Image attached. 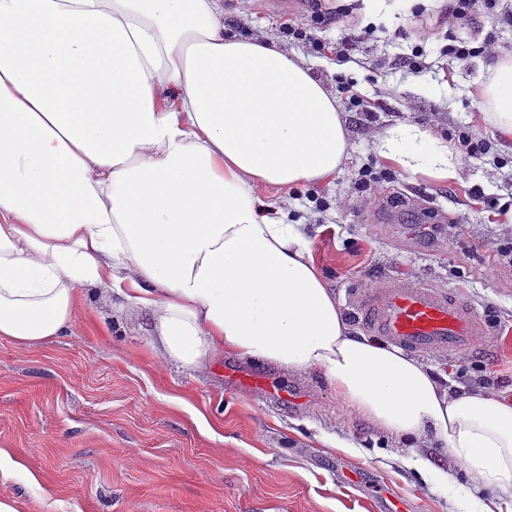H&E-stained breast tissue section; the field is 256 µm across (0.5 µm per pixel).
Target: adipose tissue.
Returning a JSON list of instances; mask_svg holds the SVG:
<instances>
[{"label":"adipose tissue","instance_id":"adipose-tissue-1","mask_svg":"<svg viewBox=\"0 0 512 512\" xmlns=\"http://www.w3.org/2000/svg\"><path fill=\"white\" fill-rule=\"evenodd\" d=\"M482 95L512 142V57ZM335 98L275 44L227 33L224 0H0V338L67 335L88 290L151 313L163 355L321 370L397 442H435L512 498V399L451 393L401 350L350 335L311 227L262 185L335 177ZM377 156L456 178L447 143L401 125Z\"/></svg>","mask_w":512,"mask_h":512}]
</instances>
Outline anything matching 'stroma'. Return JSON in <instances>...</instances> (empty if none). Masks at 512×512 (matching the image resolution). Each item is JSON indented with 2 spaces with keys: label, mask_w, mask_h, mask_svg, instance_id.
<instances>
[{
  "label": "stroma",
  "mask_w": 512,
  "mask_h": 512,
  "mask_svg": "<svg viewBox=\"0 0 512 512\" xmlns=\"http://www.w3.org/2000/svg\"><path fill=\"white\" fill-rule=\"evenodd\" d=\"M333 23L314 18L309 0L292 9L274 0H224L226 29L270 40L306 65L328 91L337 76L354 79L376 101L360 124L346 99L337 104L348 135L336 177L292 189L262 186L274 209L316 225L313 250L351 333L361 329L348 307L350 288L399 276L461 292L486 319L488 335L463 355L425 356L445 388L512 396V265L499 246L511 243L489 223L491 207H512V144L502 141L481 95L486 67L512 53V21L477 14L461 28L435 34L436 0H321ZM306 31L289 36L287 21ZM348 63L317 53L315 41L361 33ZM457 37L474 47L463 61L438 51ZM493 41L494 53L482 49ZM424 48L431 71L407 64ZM398 125L444 138L464 130L491 144L488 154L457 155V179L410 175L380 161L375 142ZM377 181L359 191L363 171ZM255 367L231 353L198 370L165 361L148 314L115 293L83 299L71 334L20 347L0 339V448L14 464L0 471V496L19 495L27 512H374L376 497L407 499L411 512H457L459 501L489 499L461 464L437 445L398 444L343 404L324 373L257 365L268 386L305 395L287 407L224 381V369ZM349 443L353 452L340 450ZM427 458L455 474L444 492L415 466ZM360 475L345 484L341 468Z\"/></svg>",
  "instance_id": "1"
}]
</instances>
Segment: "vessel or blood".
I'll list each match as a JSON object with an SVG mask.
<instances>
[{"instance_id":"vessel-or-blood-1","label":"vessel or blood","mask_w":512,"mask_h":512,"mask_svg":"<svg viewBox=\"0 0 512 512\" xmlns=\"http://www.w3.org/2000/svg\"><path fill=\"white\" fill-rule=\"evenodd\" d=\"M351 304L354 318L368 333L417 356L466 353L487 331L473 305L457 292L411 286L391 276L379 287L352 289Z\"/></svg>"}]
</instances>
